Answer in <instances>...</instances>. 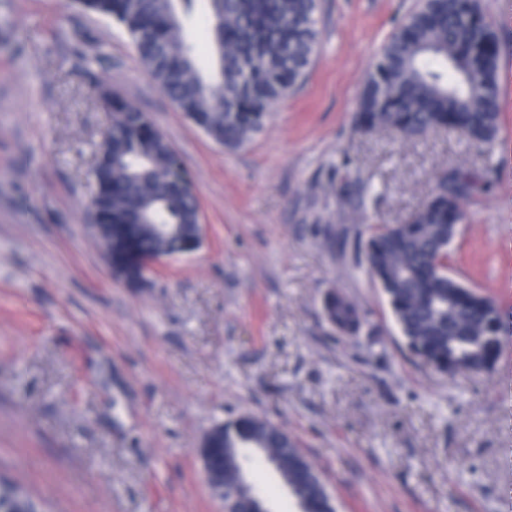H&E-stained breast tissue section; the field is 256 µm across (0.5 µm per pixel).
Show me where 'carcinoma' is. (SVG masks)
<instances>
[{"label": "carcinoma", "mask_w": 512, "mask_h": 512, "mask_svg": "<svg viewBox=\"0 0 512 512\" xmlns=\"http://www.w3.org/2000/svg\"><path fill=\"white\" fill-rule=\"evenodd\" d=\"M127 32L158 89L228 148L259 131L275 106L306 78L319 46L318 0H74ZM500 46L480 0H421L382 46L359 95L364 133L407 137L454 130L490 146L500 130ZM109 126L91 169L90 207L104 225L111 263L173 255L196 242L199 200L180 157L151 118L121 96L102 98ZM429 198L400 224H372L358 245L387 297L407 346L445 376L491 370L506 321L487 297L446 273L448 248L474 189L464 172L440 175ZM340 334L355 332L360 309L326 298ZM205 457L224 470V502L262 512L261 493L240 483L250 462L274 466L302 512H336L334 500L298 443L276 424L244 414L209 435ZM40 504L10 482L0 512Z\"/></svg>", "instance_id": "1"}]
</instances>
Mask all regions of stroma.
<instances>
[{"instance_id": "obj_1", "label": "stroma", "mask_w": 512, "mask_h": 512, "mask_svg": "<svg viewBox=\"0 0 512 512\" xmlns=\"http://www.w3.org/2000/svg\"><path fill=\"white\" fill-rule=\"evenodd\" d=\"M482 3L501 46L492 148L358 131L372 62L417 0H319L306 79L232 149L157 89L115 21L0 0V478L57 512H224L196 448L249 411L298 441L338 512H512V329L490 372H436L357 249L442 171H468L448 274L512 320V0ZM104 89L149 114L201 204V248L139 288L88 229ZM335 290L364 314L357 335L325 319ZM248 479L270 512H297L271 465Z\"/></svg>"}]
</instances>
